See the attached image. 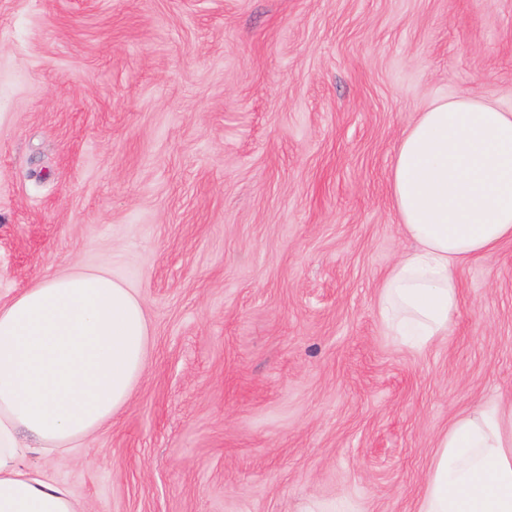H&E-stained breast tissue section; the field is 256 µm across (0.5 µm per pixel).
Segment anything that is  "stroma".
Wrapping results in <instances>:
<instances>
[{
	"label": "stroma",
	"instance_id": "35a3bbf8",
	"mask_svg": "<svg viewBox=\"0 0 512 512\" xmlns=\"http://www.w3.org/2000/svg\"><path fill=\"white\" fill-rule=\"evenodd\" d=\"M443 97L512 112V0H0V301L105 269L150 324L52 464L92 512H416L454 417L512 407V243L429 346L378 310Z\"/></svg>",
	"mask_w": 512,
	"mask_h": 512
}]
</instances>
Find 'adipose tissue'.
<instances>
[{
  "instance_id": "ef3b65f1",
  "label": "adipose tissue",
  "mask_w": 512,
  "mask_h": 512,
  "mask_svg": "<svg viewBox=\"0 0 512 512\" xmlns=\"http://www.w3.org/2000/svg\"><path fill=\"white\" fill-rule=\"evenodd\" d=\"M389 184L415 246L378 307L421 348L448 329L455 269L512 241V113L434 101L402 136ZM148 336L141 299L103 270L50 274L0 303V512H83L30 459L80 453L129 404ZM417 512H512V424L499 408L457 416L439 438Z\"/></svg>"
}]
</instances>
